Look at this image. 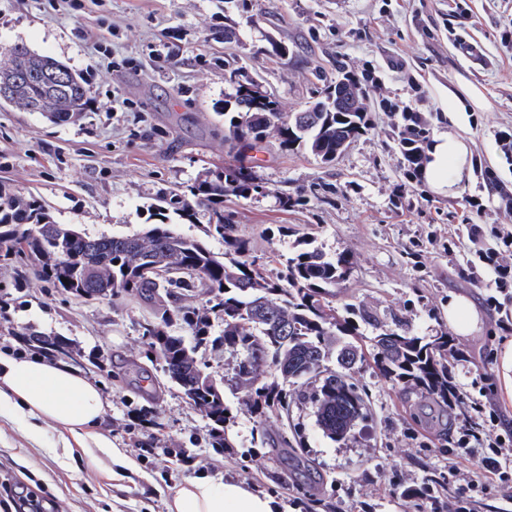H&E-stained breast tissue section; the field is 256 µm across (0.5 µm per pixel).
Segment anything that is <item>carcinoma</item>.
<instances>
[{"label": "carcinoma", "mask_w": 512, "mask_h": 512, "mask_svg": "<svg viewBox=\"0 0 512 512\" xmlns=\"http://www.w3.org/2000/svg\"><path fill=\"white\" fill-rule=\"evenodd\" d=\"M14 65L32 76L17 81L13 70L0 66V83L11 82L12 103L40 112L55 123L77 124L89 114L85 76L69 70L63 82L48 75L66 64L26 48ZM254 85L234 82L224 99V144L237 165L205 176L184 189L163 192L156 207L160 223L125 236L91 237L56 223L50 207L0 183V260H16L34 277L76 298L97 292L107 298L124 294L151 305V319L143 335L164 363L170 380L212 423L218 447H224L223 389L217 382L200 384L203 374L196 354L209 343L211 316L224 328L217 340L224 350L238 356V375L247 384L245 405L260 418L273 409H289L288 392L280 378L312 386L308 399L316 406L317 422L333 439L347 437L365 408L362 393L334 372L323 374V363L341 357L336 343L344 336L359 335L350 316L336 313L334 288L346 279L353 257L342 252L328 256L305 240L287 259L275 279L265 276L251 260L247 240L235 235L224 215V196L246 198L262 192L255 182L250 152L270 137L285 151L308 153L330 165L349 144L372 129L363 95L357 104L331 112L280 111L266 95L255 108ZM395 144L407 183L422 182V168L431 143L430 118L420 112H394ZM480 176L491 195L498 197L497 211L512 214V194L502 186L495 167L480 166ZM179 224H207L206 233L224 239V255L215 254L205 238L187 236ZM474 242L490 238L496 246L476 250L483 262L499 268L498 287L512 286V273L499 267L501 251L512 249V236L496 225H469ZM148 263H161L163 277L150 279L141 273ZM67 282H62V279ZM179 325L191 332L194 342L173 330ZM407 320L378 328L371 338L376 363L389 378L408 385L412 392L428 394L440 403L448 400V336L429 341L411 336Z\"/></svg>", "instance_id": "1"}]
</instances>
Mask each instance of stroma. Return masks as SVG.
Returning <instances> with one entry per match:
<instances>
[{
  "label": "stroma",
  "mask_w": 512,
  "mask_h": 512,
  "mask_svg": "<svg viewBox=\"0 0 512 512\" xmlns=\"http://www.w3.org/2000/svg\"><path fill=\"white\" fill-rule=\"evenodd\" d=\"M0 0V50L16 43L86 75L90 113L55 124L40 113L0 107V182L46 202L57 223L91 236L128 235L155 223L163 188L191 185L234 158L224 146L229 71L276 98L282 111L320 97V76L372 75L366 109L372 129L332 166L276 141L252 153L264 190L228 196L236 234L250 241L264 274L276 277L296 240L327 254L354 257L336 287V308L366 307L376 321L408 317L411 335L448 331L449 294L471 297L478 331L453 336L448 363L457 385L482 405L432 418L431 401L385 377L372 359L371 326L358 338L366 359L348 374L367 407L349 438L335 441L316 422L304 386L286 384L288 412L256 418L244 405L235 355L200 350L205 372L224 386L229 414L224 447L211 423L153 357L143 325L150 311L136 300L77 299L0 261V353L66 359L99 385L107 413L96 435L133 466L122 469L95 446L64 447L55 430L29 442L21 424L0 417V481L23 494L52 498L56 512H167L173 491L207 475L274 495L282 512H431L401 495L431 473L455 486L472 476L478 455L457 447L470 424L512 433V394L499 377V352L512 339V298L481 263L467 227L499 216L476 171L446 195L404 185L392 140V106L433 116L432 135L464 136L471 163H497L500 136L512 133V0H251L248 11L226 0ZM236 36L224 39L225 27ZM97 32L98 41L84 39ZM285 46L272 53V43ZM477 88L484 108L436 120L449 90ZM307 191L284 209L283 193ZM483 202V210L472 201ZM470 276H462V268ZM498 305H490L489 296ZM60 339L64 350H37L29 331Z\"/></svg>",
  "instance_id": "1"
}]
</instances>
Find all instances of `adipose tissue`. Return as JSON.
<instances>
[{"instance_id": "obj_1", "label": "adipose tissue", "mask_w": 512, "mask_h": 512, "mask_svg": "<svg viewBox=\"0 0 512 512\" xmlns=\"http://www.w3.org/2000/svg\"><path fill=\"white\" fill-rule=\"evenodd\" d=\"M469 148L458 136H435L423 169L427 187L437 194L448 193L468 163ZM106 412L99 387L81 372L62 362L38 356L0 357V416L24 421L27 436L39 441L43 422H52L63 441L84 445ZM169 512H278L273 498L244 485L216 483L201 476L179 486Z\"/></svg>"}]
</instances>
